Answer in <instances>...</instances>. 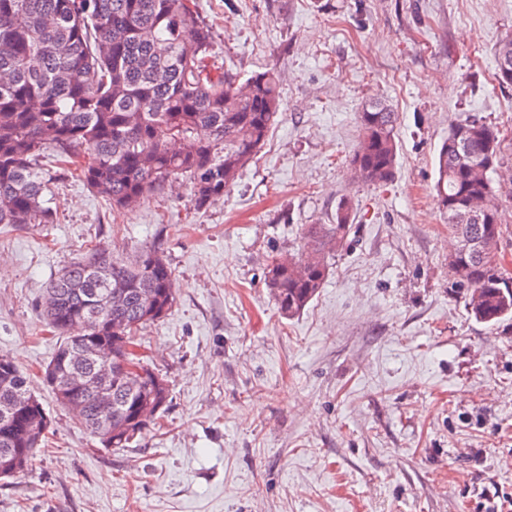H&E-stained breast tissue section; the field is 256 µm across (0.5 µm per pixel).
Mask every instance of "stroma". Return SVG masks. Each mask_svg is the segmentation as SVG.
<instances>
[{"label":"stroma","mask_w":512,"mask_h":512,"mask_svg":"<svg viewBox=\"0 0 512 512\" xmlns=\"http://www.w3.org/2000/svg\"><path fill=\"white\" fill-rule=\"evenodd\" d=\"M213 60L237 80L280 77L282 116L224 196L196 207L179 182L117 211L47 163L54 223L0 224V354L51 421L29 470L0 479V512H487L512 505V319L470 316L448 276L453 240L434 190L451 124L504 137L512 87L493 48L512 0H192ZM400 114L384 187L354 183L356 115ZM351 230L299 314L266 278L342 200ZM164 255L169 315L137 334L169 383L157 425L103 447L59 407L43 369L49 281L98 244Z\"/></svg>","instance_id":"stroma-1"}]
</instances>
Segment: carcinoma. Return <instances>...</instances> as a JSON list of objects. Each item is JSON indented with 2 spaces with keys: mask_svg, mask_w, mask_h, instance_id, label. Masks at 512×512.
<instances>
[{
  "mask_svg": "<svg viewBox=\"0 0 512 512\" xmlns=\"http://www.w3.org/2000/svg\"><path fill=\"white\" fill-rule=\"evenodd\" d=\"M505 34L494 57L502 76ZM212 33L185 0H0V224H52L41 158L53 148L94 193L131 209L176 180L196 207L224 194L264 144L280 115L279 79L267 70L242 82L211 64ZM361 138L352 179L379 187L395 177L399 113L376 99L356 117ZM439 204L449 234L480 245L448 255L454 284L470 314L496 325L512 319V285L493 273L504 260L499 201L512 174H501L500 132L472 120L453 124L435 157ZM475 207L484 219H461ZM351 228L347 204L336 223L311 224L307 251L275 258L268 286L282 314H299L328 276L326 254ZM174 278L159 250L144 245L132 258L95 246L62 269L41 303L46 325L63 336L49 365L52 389L75 408L105 448H125L165 407L169 384L121 372L133 358L137 332L166 317ZM87 376V389L71 386ZM31 394L18 364L0 355V412ZM153 395L143 417L135 407ZM48 431L7 428L0 418V468L14 478L47 445Z\"/></svg>",
  "mask_w": 512,
  "mask_h": 512,
  "instance_id": "cac0c4a2",
  "label": "carcinoma"
}]
</instances>
